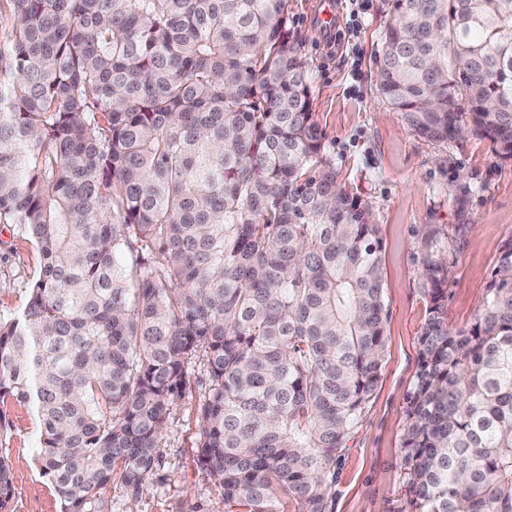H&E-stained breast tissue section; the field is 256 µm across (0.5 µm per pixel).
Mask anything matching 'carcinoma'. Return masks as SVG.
Here are the masks:
<instances>
[{
    "mask_svg": "<svg viewBox=\"0 0 512 512\" xmlns=\"http://www.w3.org/2000/svg\"><path fill=\"white\" fill-rule=\"evenodd\" d=\"M0 224L41 264L0 313V431L32 406L60 512L154 475L204 358L197 461L225 512H328L385 357L378 225L337 183L288 0H9ZM379 91L512 160V0H386ZM431 235L404 434L411 512H512V241L448 326ZM12 466L0 453V512Z\"/></svg>",
    "mask_w": 512,
    "mask_h": 512,
    "instance_id": "carcinoma-1",
    "label": "carcinoma"
}]
</instances>
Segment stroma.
<instances>
[{
  "mask_svg": "<svg viewBox=\"0 0 512 512\" xmlns=\"http://www.w3.org/2000/svg\"><path fill=\"white\" fill-rule=\"evenodd\" d=\"M393 16L384 0H289V27L307 63L312 110L338 180L368 203L383 242L386 356L381 380L336 468L329 512H406L402 491L407 397L424 322L422 258L429 230L457 237L450 257L448 325L471 323L500 253L512 241V162L472 133L449 141L413 130L379 94L376 58ZM40 266L32 244L0 224V312L26 302ZM193 390L169 418L152 481L137 500L119 483L101 489L109 512H224V489L196 461L197 411L207 366L194 359ZM0 452L13 468L10 512H59L39 474L40 423L29 405L7 409Z\"/></svg>",
  "mask_w": 512,
  "mask_h": 512,
  "instance_id": "1",
  "label": "stroma"
}]
</instances>
